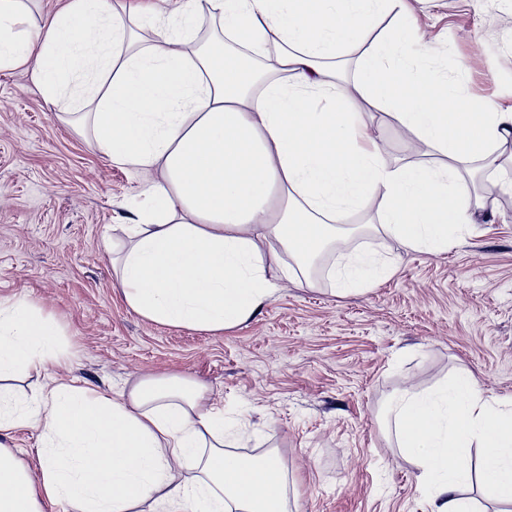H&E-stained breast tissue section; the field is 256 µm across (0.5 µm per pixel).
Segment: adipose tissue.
<instances>
[{
	"label": "adipose tissue",
	"mask_w": 512,
	"mask_h": 512,
	"mask_svg": "<svg viewBox=\"0 0 512 512\" xmlns=\"http://www.w3.org/2000/svg\"><path fill=\"white\" fill-rule=\"evenodd\" d=\"M68 0L19 26L25 0H0V69L28 67L47 99L92 87L71 119L111 163L143 178L112 241L123 298L154 323L216 333L246 322L277 284L279 252L319 256L337 225L377 200L375 230L410 250L447 251L475 221L468 179L512 166V112L430 69L404 0ZM395 25L375 33L379 17ZM223 45L193 49L201 16ZM365 45L351 78L326 60ZM407 128L427 161L390 163L361 101ZM68 354L35 305L0 300V436L27 427L36 465L0 443V512H289L276 452L234 454L224 412L179 375L146 376L114 398L61 383L29 408L7 384ZM418 468L431 512H475L472 475L512 503V403L459 375L384 406ZM480 450V470L470 449Z\"/></svg>",
	"instance_id": "obj_1"
}]
</instances>
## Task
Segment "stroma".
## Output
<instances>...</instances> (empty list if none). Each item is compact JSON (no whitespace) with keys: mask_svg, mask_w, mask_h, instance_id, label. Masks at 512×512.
<instances>
[{"mask_svg":"<svg viewBox=\"0 0 512 512\" xmlns=\"http://www.w3.org/2000/svg\"><path fill=\"white\" fill-rule=\"evenodd\" d=\"M407 5L430 46L427 66L511 111L512 0ZM57 113L29 69L0 70V299L39 306L70 353L68 368L18 376L15 391L59 376L114 396L142 375H184L223 406L240 455L278 452L295 512H431L382 407L458 372L512 400V174L480 181L486 208L447 252L374 231L343 237L313 286L270 268L276 292L245 323L211 334L128 307L105 239L137 204L141 177ZM370 126L387 160H421L390 116L374 112ZM361 254L392 273L340 294L332 270Z\"/></svg>","mask_w":512,"mask_h":512,"instance_id":"1","label":"stroma"}]
</instances>
